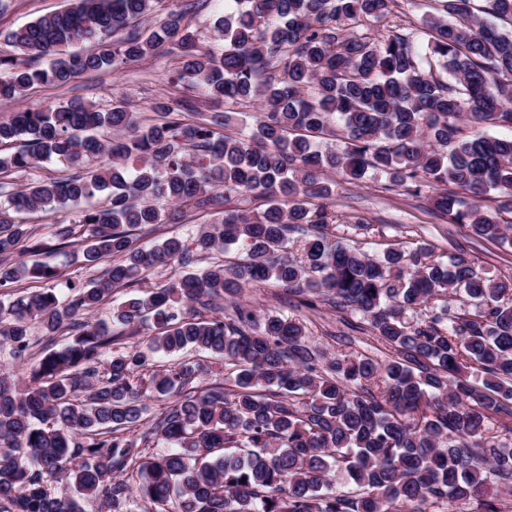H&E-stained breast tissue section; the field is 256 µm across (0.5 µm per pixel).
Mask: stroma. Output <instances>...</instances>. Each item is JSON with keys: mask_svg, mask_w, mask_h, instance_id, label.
<instances>
[{"mask_svg": "<svg viewBox=\"0 0 512 512\" xmlns=\"http://www.w3.org/2000/svg\"><path fill=\"white\" fill-rule=\"evenodd\" d=\"M66 3L67 0H9L8 10L0 14V55L13 52L4 40L8 32L57 12ZM178 54V45L170 43L162 55L146 58L120 71L88 72L66 86H35L21 104L0 102V117L9 115L19 106L35 108L73 98L104 108L115 98L122 97L131 110L149 111L153 99L183 96V88L167 82V71ZM332 180L335 222L328 227L332 239L373 255L382 254L390 247L410 249L426 244L434 256L442 257L461 248L489 275L512 277V247L473 237L466 227L451 223L448 216L435 210L434 189H423L416 197L399 189H388L382 178L352 184L336 174ZM240 302L261 314L298 316L306 326L309 342L318 347L335 353L362 354L380 361L387 357L384 347L373 340L368 322L360 312L339 311L320 299L316 300L314 308H301L296 297L274 284L246 289Z\"/></svg>", "mask_w": 512, "mask_h": 512, "instance_id": "1", "label": "stroma"}]
</instances>
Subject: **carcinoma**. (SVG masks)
<instances>
[{"mask_svg": "<svg viewBox=\"0 0 512 512\" xmlns=\"http://www.w3.org/2000/svg\"><path fill=\"white\" fill-rule=\"evenodd\" d=\"M162 2L71 0L9 32L18 56H0V101L18 102L38 84L118 71L175 40L170 85L258 106L246 132L232 130L234 113L199 112L189 98L151 103L146 120L122 99L105 112L70 100L0 119V291L59 278L24 256L79 235L84 262L112 258L87 285L0 301V347L19 362L31 355L32 319L70 337L41 349L21 387L0 377V512H83L84 499L100 512H426L482 495L492 479L512 491V446L484 427L491 414L512 416V278L486 276L463 250L434 260L421 244L371 257L323 232L335 222L326 176L373 175L414 196L452 184L468 199L445 190L434 207L476 237L512 244V224L500 221L512 214V137L482 131L512 129V30L486 20L512 24V0H487L482 16L473 0H433L420 25L381 38L371 23L396 0H224L218 54L199 43L180 0L142 37L135 25ZM86 41L92 52L69 51ZM50 162L73 173L38 175ZM18 173L28 176L20 188ZM101 194L105 205H90ZM162 201L187 212L222 205L224 217L142 247L134 231L175 221ZM52 210L76 218L49 239L21 221ZM301 224L318 230L296 259L288 233ZM237 244L242 261L174 275L112 315L121 328L152 322L154 352L222 360L233 388L187 389L200 370L191 362L143 381L147 356L93 314L118 288ZM269 282L361 312L390 358L329 355L295 317L190 308ZM180 389L141 432L164 452L143 454L129 432L144 400ZM336 469L343 490L330 479ZM54 479L73 494L51 495Z\"/></svg>", "mask_w": 512, "mask_h": 512, "instance_id": "1", "label": "carcinoma"}]
</instances>
